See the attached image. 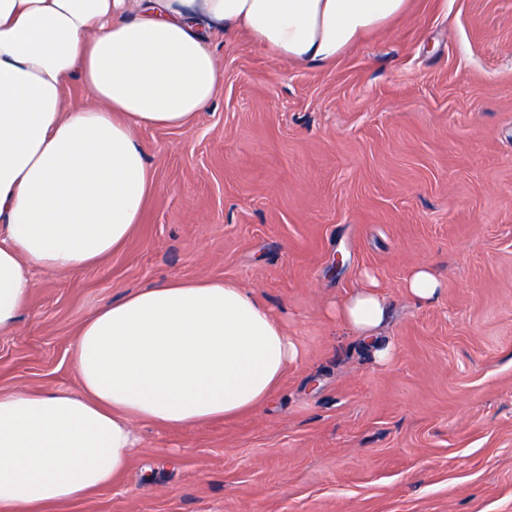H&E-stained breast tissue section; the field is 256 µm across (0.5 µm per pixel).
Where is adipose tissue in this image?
Here are the masks:
<instances>
[{
    "instance_id": "ef3b65f1",
    "label": "adipose tissue",
    "mask_w": 512,
    "mask_h": 512,
    "mask_svg": "<svg viewBox=\"0 0 512 512\" xmlns=\"http://www.w3.org/2000/svg\"><path fill=\"white\" fill-rule=\"evenodd\" d=\"M408 0H0V333L36 272H78L120 248L155 188L138 132L186 129L224 80L211 46L243 33L325 65ZM86 101L63 111L72 79ZM387 303L372 275L336 306L372 340ZM298 348L233 280H169L79 327V393L0 391V512L76 502L124 468L141 422L188 428L265 403Z\"/></svg>"
}]
</instances>
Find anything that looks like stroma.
<instances>
[{
  "label": "stroma",
  "mask_w": 512,
  "mask_h": 512,
  "mask_svg": "<svg viewBox=\"0 0 512 512\" xmlns=\"http://www.w3.org/2000/svg\"><path fill=\"white\" fill-rule=\"evenodd\" d=\"M214 45V103L139 133L156 186L132 235L37 273L0 391L79 392L81 323L173 279L254 288L299 358L235 418L140 425L109 485L36 512H512V0H409L323 66ZM418 265L445 284L428 306ZM366 272L385 364L336 321ZM403 288L416 302L429 304L441 295L444 283L430 267L418 265L406 276Z\"/></svg>",
  "instance_id": "stroma-1"
}]
</instances>
